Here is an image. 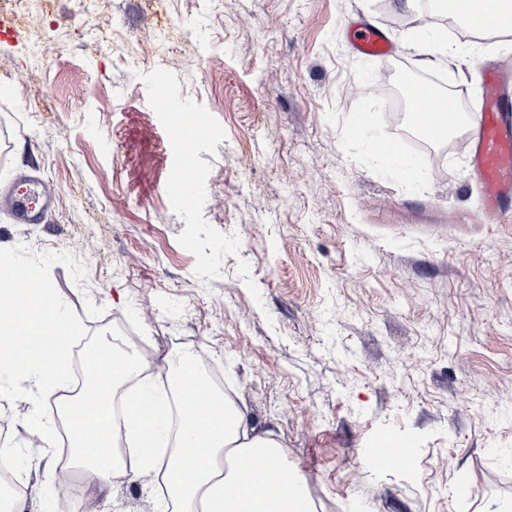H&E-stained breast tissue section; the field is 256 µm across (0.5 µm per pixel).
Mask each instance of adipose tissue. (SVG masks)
<instances>
[{"label":"adipose tissue","instance_id":"1","mask_svg":"<svg viewBox=\"0 0 512 512\" xmlns=\"http://www.w3.org/2000/svg\"><path fill=\"white\" fill-rule=\"evenodd\" d=\"M84 357L93 381L63 409L72 435V462L107 482L125 476L116 446L123 432L130 439L139 477L162 481L175 512H312L304 482L289 468L283 448L250 435L245 415L224 395L200 400L207 388L200 355L187 350L168 362V388L142 389L125 397L119 422L113 415L115 397L126 381L139 375L140 362L104 340L90 345ZM259 446L266 448L283 481L257 477L250 460Z\"/></svg>","mask_w":512,"mask_h":512}]
</instances>
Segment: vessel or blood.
Listing matches in <instances>:
<instances>
[{
    "label": "vessel or blood",
    "instance_id": "1",
    "mask_svg": "<svg viewBox=\"0 0 512 512\" xmlns=\"http://www.w3.org/2000/svg\"><path fill=\"white\" fill-rule=\"evenodd\" d=\"M353 45L360 54L378 59L393 51L382 30L376 27L357 30ZM428 94L427 87H420L413 124L423 140L432 142L449 117L447 113L424 108ZM151 106L154 111L165 114L174 109L164 75L156 77ZM476 125L478 133L471 153L482 188V215L485 223L498 224L512 214V72L497 67L485 69ZM168 135L179 147V158L165 191L174 201L189 205L201 191L195 173L196 144L176 125L169 128ZM52 197L53 191L47 186L37 194L14 191L8 195L5 206L17 223L37 224L50 208ZM409 453L401 438L386 435L381 437L370 463L381 470L407 459Z\"/></svg>",
    "mask_w": 512,
    "mask_h": 512
}]
</instances>
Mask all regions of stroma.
<instances>
[{
  "mask_svg": "<svg viewBox=\"0 0 512 512\" xmlns=\"http://www.w3.org/2000/svg\"><path fill=\"white\" fill-rule=\"evenodd\" d=\"M421 17L418 0H0V187L55 190L42 224L0 207V248L84 238L85 280L50 269L84 344L136 337L156 372L197 351L315 512H512V219L481 223L466 149L479 66H512V32L463 39L454 19L425 44ZM358 23L395 55L356 53ZM392 66L465 94L433 155L393 123L408 92L381 87ZM159 71L175 106L203 116L189 207L164 192L179 151L176 115L150 104ZM381 143L416 156L419 178ZM32 409L0 402V437L20 445L23 512H42L62 449L26 441ZM385 434L414 448L409 468L367 467ZM164 495L77 468L56 510L160 512Z\"/></svg>",
  "mask_w": 512,
  "mask_h": 512,
  "instance_id": "1",
  "label": "stroma"
}]
</instances>
